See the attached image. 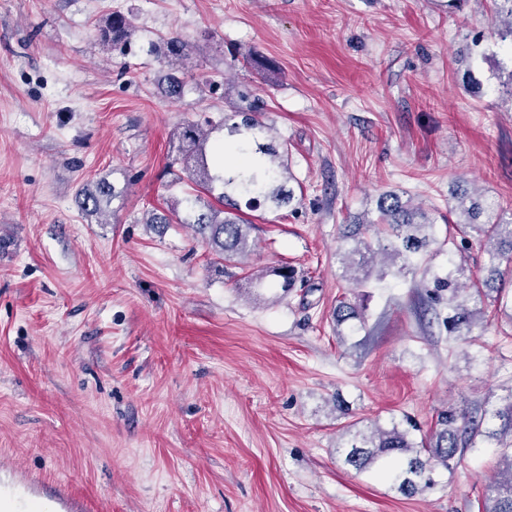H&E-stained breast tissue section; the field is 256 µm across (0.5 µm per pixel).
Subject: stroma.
I'll return each mask as SVG.
<instances>
[{
  "label": "stroma",
  "mask_w": 512,
  "mask_h": 512,
  "mask_svg": "<svg viewBox=\"0 0 512 512\" xmlns=\"http://www.w3.org/2000/svg\"><path fill=\"white\" fill-rule=\"evenodd\" d=\"M447 2L0 0V461L81 512H483L502 452L485 436L411 496L337 451L351 424L427 434L451 408L484 432L512 422V286L464 343L431 279L394 265L355 289L338 257L346 219L394 190L437 216L434 266L486 275L440 218L455 188L512 208V53L490 37V0ZM114 11L127 44L99 36ZM171 34L192 49L182 77L213 92L164 98L152 47ZM243 88L299 185L292 206L254 212L249 258L213 263L184 225L141 217L190 189L166 172L175 134ZM103 177L121 193L108 224L77 203ZM281 264L298 275L287 298L249 289ZM344 298L367 327L341 339Z\"/></svg>",
  "instance_id": "1"
}]
</instances>
